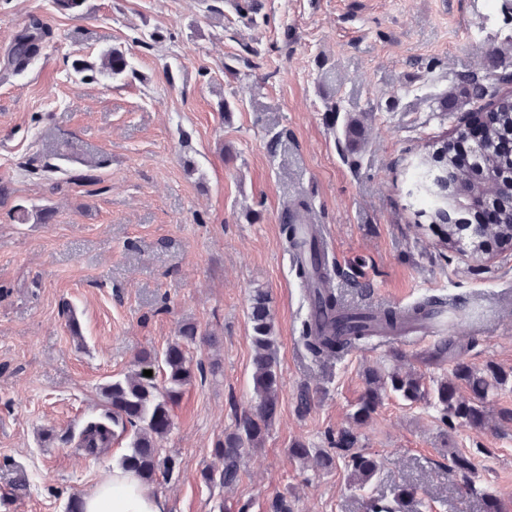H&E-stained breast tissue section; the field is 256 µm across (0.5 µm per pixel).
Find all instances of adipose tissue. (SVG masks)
<instances>
[{
	"label": "adipose tissue",
	"instance_id": "obj_1",
	"mask_svg": "<svg viewBox=\"0 0 512 512\" xmlns=\"http://www.w3.org/2000/svg\"><path fill=\"white\" fill-rule=\"evenodd\" d=\"M84 512H168L160 496L151 493L135 473L115 468L83 496Z\"/></svg>",
	"mask_w": 512,
	"mask_h": 512
}]
</instances>
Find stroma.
Wrapping results in <instances>:
<instances>
[{"mask_svg": "<svg viewBox=\"0 0 512 512\" xmlns=\"http://www.w3.org/2000/svg\"><path fill=\"white\" fill-rule=\"evenodd\" d=\"M91 2L76 17L54 0H0V512H64L118 466L126 440L92 457L61 437L100 410L101 387L132 371L141 349H164L186 322L205 336L189 348L204 373L183 387L159 442L174 471L149 489L169 512H238L247 501L270 512L282 494L294 512H366V495L388 499L402 484L423 512H487L449 476L452 448L478 451V485L512 512V422L448 429L430 406L390 393L354 422L367 369L430 380L453 363L425 361L432 336L314 362L281 234L284 206L307 201L297 221L324 227L345 306L458 296L450 336L465 360L512 375V251L476 262L449 249L440 226L414 222L406 192L413 155L476 111L464 76L512 94V0H253L243 13L205 0ZM35 19L51 34L14 73L3 60ZM112 47L130 53L135 75L92 82L74 71ZM352 116L363 121L353 143ZM20 203L51 210V222L17 223ZM258 288L278 336V412L237 482L210 486L202 472L222 469L216 448L255 402ZM347 427L382 461L365 494L350 490L344 465L289 453L297 441L329 448Z\"/></svg>", "mask_w": 512, "mask_h": 512, "instance_id": "35a3bbf8", "label": "stroma"}]
</instances>
